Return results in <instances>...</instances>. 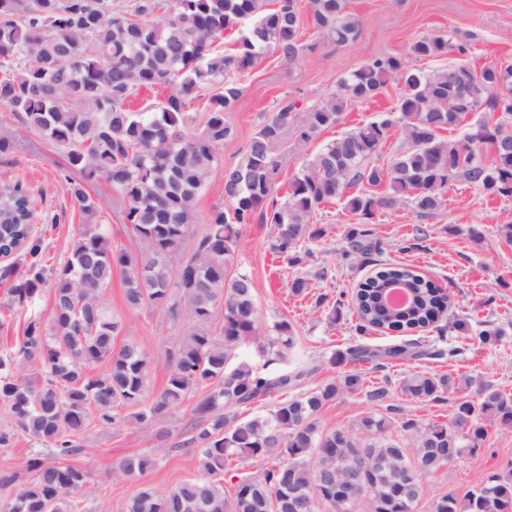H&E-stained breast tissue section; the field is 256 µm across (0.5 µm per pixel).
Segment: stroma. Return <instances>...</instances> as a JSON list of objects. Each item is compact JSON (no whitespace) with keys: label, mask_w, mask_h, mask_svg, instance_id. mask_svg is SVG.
<instances>
[{"label":"stroma","mask_w":512,"mask_h":512,"mask_svg":"<svg viewBox=\"0 0 512 512\" xmlns=\"http://www.w3.org/2000/svg\"><path fill=\"white\" fill-rule=\"evenodd\" d=\"M348 5L362 21L354 41L338 45L308 27L302 36L306 49L297 61L285 63L271 52L242 78V95L227 115L235 134L216 149L217 160L198 198L193 237L186 240L185 251H192L194 237L202 234L214 210L229 207L224 198L225 168L239 161L259 127L284 104H291L297 115H304L337 91L340 79L348 72L384 55L410 57L413 43L427 34L447 35L467 49L463 55L454 53L447 59L426 61L429 69L449 60L475 69L512 62V0H349ZM403 92L401 84L388 82L373 100L349 103L336 127L321 132L305 147H295L291 142L282 145L278 153L283 157V170L273 189L274 197L284 196L289 178L310 154L341 133L394 111ZM0 135L15 141L13 151L0 156V182L23 180L36 196L34 231L44 239L47 269H55L65 259L81 224L64 179L68 166L65 150L1 108ZM87 191L103 205L101 219L109 227L113 246L134 247L133 228L125 224L122 202L111 185L101 180L89 184ZM445 197V206L434 217H419L411 205L404 204L377 214L371 226L384 243L382 260L420 267L445 288L453 315L467 320L472 330L490 324L501 332L492 348L467 344L452 328L441 336L424 332L418 334V341L431 350L447 349V357L392 364L368 373L369 384L388 385L396 393L395 404L425 421L448 420L453 404L448 400L410 403L399 396L401 381L415 372L467 375L512 395V245L498 239L499 225L512 224V197L487 199L463 180L453 182ZM312 221L323 226L327 235L313 244V256L307 264L293 268L275 257L267 247L270 225L256 222L242 226L230 268L231 273L243 272L253 280L260 332H268L281 320L291 324L296 346L289 361L311 367L312 373L305 380L309 389L338 376V368L329 363L332 353L362 342L387 345L394 341L387 334L357 335L356 316L348 309L338 321L327 320L336 301L347 300L352 288L369 276L373 267L351 265L341 257L345 234L353 221L342 203L319 207ZM419 227L427 230L423 249L405 250L406 241ZM296 277L308 280L306 295L291 293L289 283ZM125 279V271H114L104 301L123 323L117 345L136 343L150 357V390L156 393L165 385L166 352L176 341L177 331L164 312L151 307L130 308L124 300ZM51 306L50 285H42L32 303L19 306L12 303L6 285L0 283V356L12 351L21 340L31 316H48ZM202 397V392H195L169 413V436L162 442L140 427L105 431L94 424L88 426L80 438L83 453L71 459L73 465L90 474L88 484L75 498L78 512H124L128 499L144 486L163 490L196 477V458L185 442L190 436L192 410ZM0 432L11 436L8 444L0 446V475H15L20 484L32 482L35 474L28 469L27 460L40 448L20 431L8 409L1 405ZM138 453L154 458L155 468L143 477H114V465ZM511 470L512 428L490 427L482 448L463 454L451 466L423 479L417 512H430L432 501L445 493L465 495L488 474Z\"/></svg>","instance_id":"35a3bbf8"}]
</instances>
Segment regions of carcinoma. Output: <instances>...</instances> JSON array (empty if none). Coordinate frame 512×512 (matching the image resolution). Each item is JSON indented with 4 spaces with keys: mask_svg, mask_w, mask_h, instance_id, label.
I'll use <instances>...</instances> for the list:
<instances>
[{
    "mask_svg": "<svg viewBox=\"0 0 512 512\" xmlns=\"http://www.w3.org/2000/svg\"><path fill=\"white\" fill-rule=\"evenodd\" d=\"M0 0V102L29 129L67 151L71 197L84 216L67 259L53 271L49 326L31 319L22 343L0 357V402L17 427L50 448L55 460L35 454L36 473L12 500L15 512H70L67 496L89 483V473L67 463L81 453L77 438L92 423L111 428L161 424L192 393L196 405L186 445L196 453L198 475L169 490L142 489L125 512H415L421 479L482 447L488 427H512V395L488 384L470 398L468 376L415 374L399 391L415 403L454 396L449 421H423L392 404L383 386L367 398L372 412L349 425L323 429L321 410L364 388L358 364L382 368L423 356L441 358L415 342L360 343L335 353L334 366L351 365L312 389H302L313 369L287 368L295 336L288 321L262 335L255 327L251 278L228 275L240 227L273 226L269 250L291 267L305 264L310 245L325 236L311 223L319 206L343 202L357 219L346 233L345 258L366 264L382 253L366 228L377 213L411 204L421 217L445 205L444 191L462 179L494 197H512V65L501 79L454 63L425 71L393 55L351 71L320 106L297 119L283 105L250 140L240 160L224 170V197L191 255L183 254L197 198L216 161V148L233 135L225 114L241 95L232 76L250 70L267 52L285 62L305 50L303 20L337 44L354 39L359 18L347 0ZM236 33L226 54L217 42ZM466 53L442 35H424L412 46L417 59ZM394 80L404 93L395 114L345 132L311 154L290 178L283 200H270L280 176L274 149L291 133L304 147L337 124L347 103L376 96ZM160 88L164 100L140 108L133 99ZM210 106L198 109L204 91ZM489 114L468 122L476 112ZM401 127L404 146L378 163L389 130ZM464 130L458 139L442 132ZM103 179L124 205L123 219L144 245L112 249L100 204L85 183ZM33 194L23 182L0 184V252L22 253L24 265L0 268L12 301L33 300L44 283L42 240L32 234ZM126 270L125 300L150 306L177 325L188 317L167 359L162 391L149 392L150 362L132 344L115 346L122 331L103 301L115 268ZM357 331H443L449 295L422 272L384 266L352 295ZM224 308V321L214 325ZM250 343L265 356L257 368L240 357ZM94 364L106 366L93 374ZM284 368L271 370L269 366ZM270 402L262 415L237 408ZM233 458L259 465L240 478L232 495L221 477ZM154 459L122 460L115 475H145ZM432 512H512V471L493 473L460 499L452 493Z\"/></svg>",
    "mask_w": 512,
    "mask_h": 512,
    "instance_id": "cac0c4a2",
    "label": "carcinoma"
}]
</instances>
